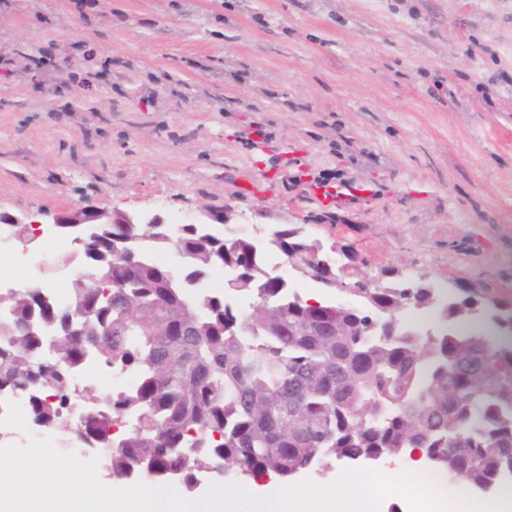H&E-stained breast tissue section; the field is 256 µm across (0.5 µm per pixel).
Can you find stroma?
<instances>
[{
    "instance_id": "obj_1",
    "label": "stroma",
    "mask_w": 512,
    "mask_h": 512,
    "mask_svg": "<svg viewBox=\"0 0 512 512\" xmlns=\"http://www.w3.org/2000/svg\"><path fill=\"white\" fill-rule=\"evenodd\" d=\"M0 57V211L228 207L512 302V0H0Z\"/></svg>"
}]
</instances>
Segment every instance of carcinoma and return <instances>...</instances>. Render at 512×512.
<instances>
[{
	"label": "carcinoma",
	"mask_w": 512,
	"mask_h": 512,
	"mask_svg": "<svg viewBox=\"0 0 512 512\" xmlns=\"http://www.w3.org/2000/svg\"><path fill=\"white\" fill-rule=\"evenodd\" d=\"M295 230L271 229L268 250L285 261L305 257ZM179 237L190 258L176 277L155 260L168 250L158 232L104 224L82 249L84 271L124 256L130 273L110 285L78 277L63 297L0 291V389L22 397L32 423L108 449L106 475L116 484L174 471L191 492L210 469L289 479L315 465H374L413 448L433 455L434 471H460L471 488L500 481L512 461V321L488 328L505 337L488 376L475 368L484 333L457 328L476 302L497 296L458 294L451 307L431 305L429 289L410 299L402 288L410 274L384 267L375 287L356 280L336 289L353 304H313L269 274L251 240L201 238L192 224ZM224 267L235 279L222 292L200 296L183 285ZM238 298L251 300V313ZM410 308L433 310L437 324L416 327ZM91 364L129 381L108 402L90 403L77 425L76 378Z\"/></svg>",
	"instance_id": "1"
}]
</instances>
